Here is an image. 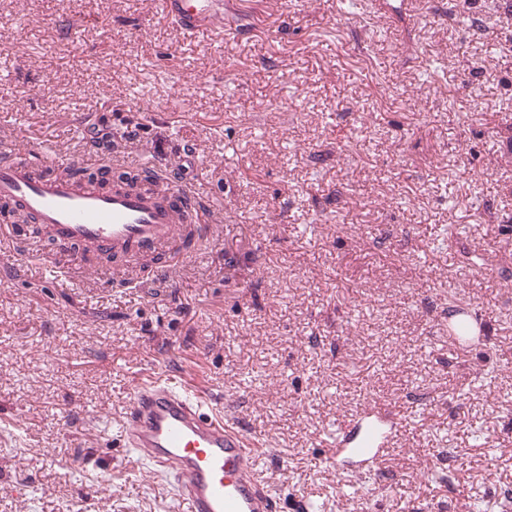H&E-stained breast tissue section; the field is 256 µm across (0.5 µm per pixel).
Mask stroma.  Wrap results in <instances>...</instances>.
<instances>
[{"label":"stroma","mask_w":512,"mask_h":512,"mask_svg":"<svg viewBox=\"0 0 512 512\" xmlns=\"http://www.w3.org/2000/svg\"><path fill=\"white\" fill-rule=\"evenodd\" d=\"M234 22L0 0V148L152 161L217 217L137 288L0 254V512H184L121 438L155 371L205 376L280 512H512V0H235ZM461 308L484 344H449ZM369 403L398 437L336 472Z\"/></svg>","instance_id":"1"}]
</instances>
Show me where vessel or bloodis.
I'll use <instances>...</instances> for the list:
<instances>
[{
	"instance_id": "1",
	"label": "vessel or blood",
	"mask_w": 512,
	"mask_h": 512,
	"mask_svg": "<svg viewBox=\"0 0 512 512\" xmlns=\"http://www.w3.org/2000/svg\"><path fill=\"white\" fill-rule=\"evenodd\" d=\"M163 14L184 36L220 26L224 0H160ZM44 155L23 156L0 151V200L9 202L24 222L22 232L0 239V247L29 254L50 244L63 258L64 278L84 268L87 254L112 253L114 276L127 279L142 260L155 261L160 272L172 273L177 257L193 254L198 242L192 219L206 205L194 190L167 172L159 173L152 190L88 184L57 175H40ZM467 311L448 315V340L464 348L481 341ZM390 427L375 407L365 408L354 427L336 439L340 453L361 460L377 458L389 444ZM125 447L150 461L172 481L187 512H279L276 490L255 475L258 451L232 417L210 407L208 394L168 377L140 380L123 416Z\"/></svg>"
}]
</instances>
